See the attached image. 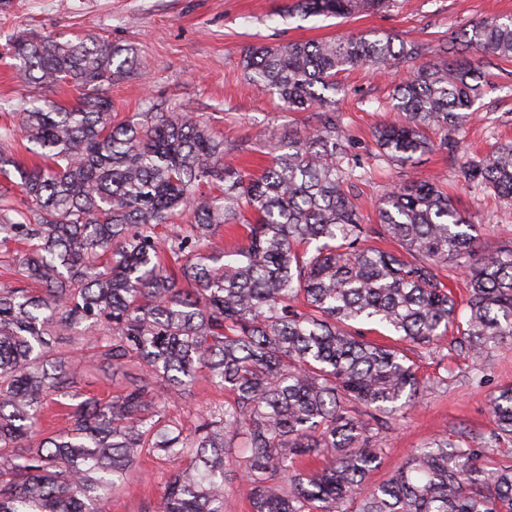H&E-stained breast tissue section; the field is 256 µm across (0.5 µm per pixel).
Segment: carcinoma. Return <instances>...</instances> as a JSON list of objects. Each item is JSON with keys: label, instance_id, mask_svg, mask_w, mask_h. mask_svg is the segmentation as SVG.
Wrapping results in <instances>:
<instances>
[{"label": "carcinoma", "instance_id": "obj_1", "mask_svg": "<svg viewBox=\"0 0 512 512\" xmlns=\"http://www.w3.org/2000/svg\"><path fill=\"white\" fill-rule=\"evenodd\" d=\"M386 0H295L288 14L347 17ZM452 41L512 58V17L487 19ZM24 79L69 84L65 107L22 102L18 130L0 132V245L17 243L0 288V512H103L135 460L170 465L154 512H224L225 448L243 438L238 467L254 512H512V465L485 466L481 441L438 435L375 487L383 418L427 389L397 346L356 328L371 323L428 354L441 342L474 361L512 342V244L486 248L439 181L388 192L378 225L346 193L355 178L336 115L337 76L407 62L419 49L394 38L348 36L252 46L245 77L290 112L317 107L316 125L288 136L259 174L224 160V140L187 112L112 121V83L131 49L103 37L22 35L10 44ZM488 86L441 48L395 86L402 122L377 132L397 165L434 146L453 152ZM38 162L5 142L16 133ZM463 175L512 202V144L469 159ZM189 219L165 240L157 229ZM245 242L213 247L244 213ZM385 235L395 250L370 245ZM461 271L460 308L447 272ZM103 364L133 369L120 392H81L82 372L51 337L72 336ZM203 376L230 399L184 434L171 402ZM70 402L67 426L39 429L50 401ZM496 439L512 437V386L491 401ZM321 467H300L305 458Z\"/></svg>", "mask_w": 512, "mask_h": 512}]
</instances>
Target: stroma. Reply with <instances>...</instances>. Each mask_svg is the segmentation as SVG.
<instances>
[{
	"label": "stroma",
	"mask_w": 512,
	"mask_h": 512,
	"mask_svg": "<svg viewBox=\"0 0 512 512\" xmlns=\"http://www.w3.org/2000/svg\"><path fill=\"white\" fill-rule=\"evenodd\" d=\"M286 0H0V127L11 124L21 99L37 96L73 106L79 91L59 84L33 88L21 78L8 56L11 40L22 32L35 35L88 34L132 47L136 64L112 86V118L122 121L137 112H191L224 140L228 161L251 172L262 171L277 153L281 139L314 125L313 111L288 112L276 94L249 83L242 59L250 46L283 45L365 34L392 36L396 42L422 48L456 36L474 22L512 16V0H393L389 7L350 18L300 19L283 12ZM468 57L490 82L476 104L474 119L461 142L479 157L512 142V61L471 48ZM398 64L384 73L359 67L341 72L344 88L336 112L350 154L365 176L352 181L353 202L366 223L377 221L380 199L409 180L442 178L457 207L472 214L482 244H512V203L466 181L459 156L435 148L401 167L380 157L373 132L396 121L390 91L406 75ZM424 377L447 376V384L429 389L403 417L380 434L379 466L368 482L385 481L413 448L440 434L483 437L494 429L490 400L512 385V344L489 354L483 363L448 351L439 358L413 353ZM167 473L158 460L137 459L125 483L113 491L108 512H150L164 492Z\"/></svg>",
	"instance_id": "obj_1"
}]
</instances>
